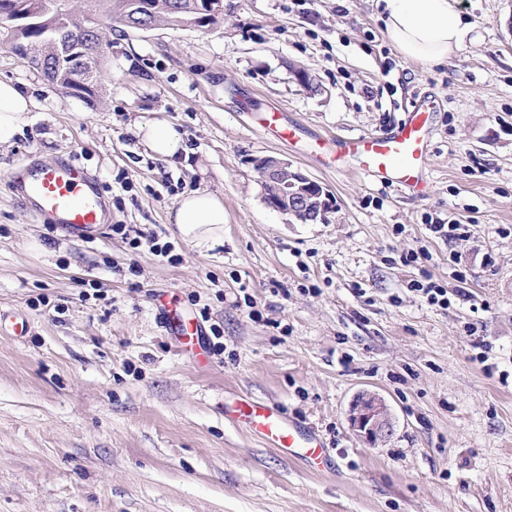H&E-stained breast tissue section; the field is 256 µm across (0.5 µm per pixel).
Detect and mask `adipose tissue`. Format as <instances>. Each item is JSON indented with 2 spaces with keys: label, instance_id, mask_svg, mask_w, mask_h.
I'll return each instance as SVG.
<instances>
[{
  "label": "adipose tissue",
  "instance_id": "obj_1",
  "mask_svg": "<svg viewBox=\"0 0 512 512\" xmlns=\"http://www.w3.org/2000/svg\"><path fill=\"white\" fill-rule=\"evenodd\" d=\"M376 5L389 39L410 62L444 64L470 30L457 0H377ZM33 105L20 87L0 80V144L11 143L28 124ZM138 133L162 159L173 158L184 148L182 135L163 120L141 123ZM173 222L194 246L216 245L224 239V200L209 191L190 192L178 200Z\"/></svg>",
  "mask_w": 512,
  "mask_h": 512
}]
</instances>
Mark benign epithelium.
Here are the masks:
<instances>
[{
  "mask_svg": "<svg viewBox=\"0 0 512 512\" xmlns=\"http://www.w3.org/2000/svg\"><path fill=\"white\" fill-rule=\"evenodd\" d=\"M0 17L10 21L12 42L25 47L22 56L29 61L37 60L38 68H44L47 57L34 56L30 48L25 46L26 36L37 31L42 42L53 47L57 65L69 71V84L62 87L67 93H74L86 84L108 47L104 42L95 44L88 38L97 26L93 12H88L83 21L76 22L68 12L59 10L55 0H43L37 9L16 2L10 9L1 10ZM258 172L264 201L269 207L302 224L324 219L329 209V198L318 182L293 169L287 160L275 156L262 157ZM349 420L357 434L371 443L392 432L387 405L374 393L356 400L351 407Z\"/></svg>",
  "mask_w": 512,
  "mask_h": 512,
  "instance_id": "1",
  "label": "benign epithelium"
}]
</instances>
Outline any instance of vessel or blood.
Masks as SVG:
<instances>
[{
    "mask_svg": "<svg viewBox=\"0 0 512 512\" xmlns=\"http://www.w3.org/2000/svg\"><path fill=\"white\" fill-rule=\"evenodd\" d=\"M432 114L430 102L417 101L394 130L349 137L327 135L317 139L311 156L324 167L347 169L385 186L424 194L428 188L426 158L431 149ZM260 122L278 140L298 143L300 128L286 121L283 112H265ZM8 187L38 217L67 235L92 241L109 222L97 178L73 159L47 164L22 162L13 170ZM158 319L182 351L200 353L201 324L174 307L164 291L158 294ZM229 415L268 446L306 465L322 468L330 460L320 435L311 426L290 418L278 404L243 393L235 399Z\"/></svg>",
    "mask_w": 512,
    "mask_h": 512,
    "instance_id": "vessel-or-blood-1",
    "label": "vessel or blood"
}]
</instances>
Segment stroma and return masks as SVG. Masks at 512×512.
I'll list each match as a JSON object with an SVG mask.
<instances>
[{"instance_id":"stroma-1","label":"stroma","mask_w":512,"mask_h":512,"mask_svg":"<svg viewBox=\"0 0 512 512\" xmlns=\"http://www.w3.org/2000/svg\"><path fill=\"white\" fill-rule=\"evenodd\" d=\"M459 7L460 50L420 66L374 0H224L206 27L114 28L88 100L0 42V80L34 101L0 145V309L28 323L0 333V512H512V0ZM423 97L437 104L423 198L318 167L253 119L281 108L311 144L391 130ZM155 118L182 133L177 161L138 136ZM266 155L324 187L325 221L266 205ZM60 157L103 186L112 224L96 241L51 230L8 189L20 162ZM192 190L222 196L223 244L171 224ZM434 218L465 237H437ZM416 281L447 288V308ZM161 290L207 311L204 360L163 335ZM366 391L393 421L373 446L349 422ZM243 392L312 424L334 469L227 420Z\"/></svg>"}]
</instances>
